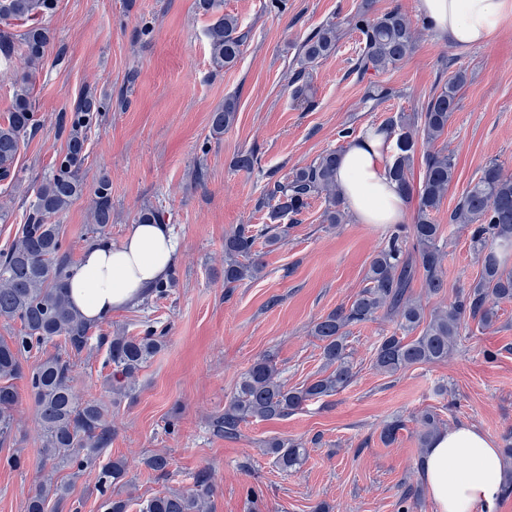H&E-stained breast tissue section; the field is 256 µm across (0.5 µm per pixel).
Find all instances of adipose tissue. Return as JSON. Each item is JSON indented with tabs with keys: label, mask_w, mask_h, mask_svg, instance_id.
<instances>
[{
	"label": "adipose tissue",
	"mask_w": 512,
	"mask_h": 512,
	"mask_svg": "<svg viewBox=\"0 0 512 512\" xmlns=\"http://www.w3.org/2000/svg\"><path fill=\"white\" fill-rule=\"evenodd\" d=\"M420 9L451 45L486 43L504 19L512 0H420ZM394 140L369 128L341 154L336 180L344 204L360 224H402L405 201L389 177L387 156ZM177 245L165 225L134 224L118 243L104 238L87 247L69 280V297L89 321L137 302L145 290L167 277ZM465 461L455 471L451 461ZM421 476L438 512H474L498 498L503 463L493 440L461 424L440 434L427 448Z\"/></svg>",
	"instance_id": "adipose-tissue-1"
}]
</instances>
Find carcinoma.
Instances as JSON below:
<instances>
[{
    "mask_svg": "<svg viewBox=\"0 0 512 512\" xmlns=\"http://www.w3.org/2000/svg\"><path fill=\"white\" fill-rule=\"evenodd\" d=\"M57 0H0V54L10 57L14 50L23 53L28 68L43 59L50 35L40 25L52 15ZM353 24L364 36L361 63L365 70L388 71L407 60L416 45L415 31L407 16L398 9L371 20L363 12L353 16ZM211 61L215 68L233 67L241 55L246 35L238 19L220 16L207 29ZM336 48V29L328 25L310 35L298 57L296 79ZM467 81L460 69L429 98L424 110L407 115L403 112L389 119L381 130L395 137L389 176L406 199L417 198L413 237L414 252L403 249L401 236L393 232L387 243L371 258L365 275L366 285L351 303L321 317L313 336L321 342L322 357L329 374L299 387L288 388L279 380V371L263 356L242 376L235 396L224 410L221 426L224 435L234 437L240 424L250 419H282L299 410L306 402L334 395L345 389L353 378V365L345 343L347 328L375 320L384 310L396 321V329L382 337L374 347L373 367L380 373L394 374L418 365L445 362L457 348L468 321L487 329L497 320L498 307L512 302V271L501 259V252L512 249V176L503 164L493 159L479 171L463 191L448 223L470 228V245L481 262L480 274L468 291L455 295L448 304L430 315L420 301L408 295L419 274L426 292L438 296L447 283L442 267L443 251L439 245L442 231L434 214L440 210L448 188L454 181L455 163L443 150H429L425 155L422 184L414 188L410 171L419 142L434 145L448 128V120L459 104V91ZM237 102L224 100V107L212 112L213 135L221 136L236 120ZM34 126L33 101L28 82L19 85L7 118L0 122V180L11 176L13 166L28 131ZM82 120L73 123L67 148L55 170L35 191L25 223L11 247L0 252V322L22 325L11 340L0 341V443L12 437L14 410L18 393L13 380L23 375L21 358L56 338L61 349L40 360L29 372L30 390L40 426L42 453L52 468L82 469L95 462L112 441L108 421L109 406L84 400L74 391L72 359L87 349L94 325L72 305L67 284L72 258L62 250L61 225L51 219L66 211L81 197L85 184L80 171L85 163V137ZM341 151L322 152L312 163L294 169L269 189L268 200L275 202L274 217H294L316 197H324L323 222L343 223L336 169ZM92 232L104 235L112 224V192L108 178L101 177L93 189ZM272 246L280 234L270 224H239L224 239V287L252 279L261 272L255 258L259 240ZM107 364L112 366L111 392L126 397L133 390L138 372L162 347L158 336H128L118 332L109 337ZM417 421L421 425L420 446L426 448L443 432L438 415L425 410ZM276 466L285 472L300 465L305 449L294 443L274 439L268 442ZM127 474L126 462L116 460L101 470L100 488L105 493L121 485ZM67 486L51 478L38 482L28 500L27 512H46L49 501L59 510L67 497ZM207 477L184 492H168L139 503V512H207L213 495Z\"/></svg>",
    "mask_w": 512,
    "mask_h": 512,
    "instance_id": "cac0c4a2",
    "label": "carcinoma"
}]
</instances>
